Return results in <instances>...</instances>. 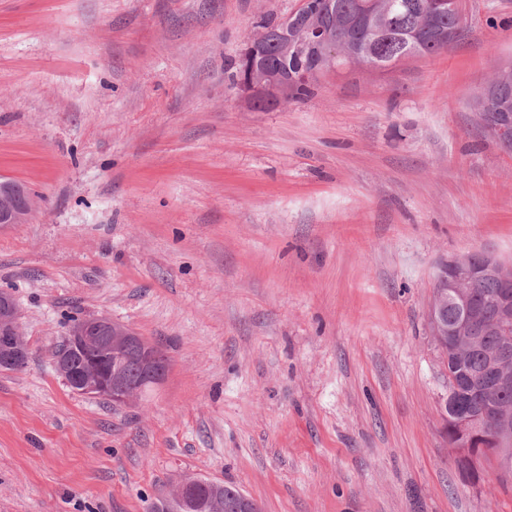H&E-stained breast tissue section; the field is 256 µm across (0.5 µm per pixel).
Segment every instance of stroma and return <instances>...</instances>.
I'll list each match as a JSON object with an SVG mask.
<instances>
[{
	"label": "stroma",
	"instance_id": "35a3bbf8",
	"mask_svg": "<svg viewBox=\"0 0 512 512\" xmlns=\"http://www.w3.org/2000/svg\"><path fill=\"white\" fill-rule=\"evenodd\" d=\"M300 0H0V224L26 367L0 371V512H149L179 479L261 512H512L448 446L439 263L512 262V152L470 106L512 63V0L449 52L354 65L254 109L224 73ZM106 315L168 359L116 409L52 345ZM31 211L32 198L26 188L15 184L0 186V224H21Z\"/></svg>",
	"mask_w": 512,
	"mask_h": 512
}]
</instances>
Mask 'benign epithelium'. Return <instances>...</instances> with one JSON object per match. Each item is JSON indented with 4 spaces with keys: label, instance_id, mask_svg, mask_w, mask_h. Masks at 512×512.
I'll return each instance as SVG.
<instances>
[{
    "label": "benign epithelium",
    "instance_id": "benign-epithelium-1",
    "mask_svg": "<svg viewBox=\"0 0 512 512\" xmlns=\"http://www.w3.org/2000/svg\"><path fill=\"white\" fill-rule=\"evenodd\" d=\"M309 0H302L298 9L282 18L277 27L261 36L251 37L243 50L245 63L238 81L239 90L248 99L264 98L283 102L284 90L290 84H303L315 80L322 72L336 68V60L344 57L343 46L336 35L303 22L308 12ZM281 45L283 55L316 58L312 65L284 68L271 76L258 69L253 60L260 53L261 42ZM489 132L506 148H512V114L490 122ZM32 211V198L27 189L11 184L0 186V224H21ZM479 277L499 282L500 290L488 305H478L473 300L471 288ZM436 291L430 307L432 336L440 351L446 355L464 358L480 342V337L468 335L476 325L512 324V266L496 256L481 250L453 254L438 267ZM457 304L461 320L450 330L440 312V300ZM19 311L16 304L0 293V361L16 362L26 357L28 344L19 329ZM71 349L84 348L90 352L81 371L73 369L69 352L53 357L57 374L75 391L89 397H108L116 406H126L142 397L143 393L158 385L164 378L167 365L160 360L157 349L144 337L129 327L98 315L74 322L62 339ZM135 354L140 377L138 382H128L120 372L118 356ZM491 373L486 378H475L473 385L479 389H500L512 386V346L506 344L489 355ZM450 422L449 447L459 460L466 462L478 476H485V449L481 448L487 425L494 423L495 447L502 455L512 454V409L483 406L468 409L461 414L444 416ZM211 480L204 477L188 478L180 482L174 496L192 500V493L206 488Z\"/></svg>",
    "mask_w": 512,
    "mask_h": 512
}]
</instances>
